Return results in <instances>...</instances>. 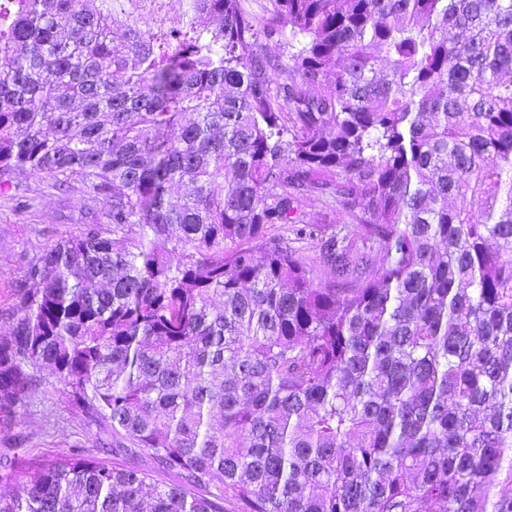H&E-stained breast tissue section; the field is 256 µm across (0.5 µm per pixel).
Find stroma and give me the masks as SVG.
<instances>
[{"mask_svg":"<svg viewBox=\"0 0 512 512\" xmlns=\"http://www.w3.org/2000/svg\"><path fill=\"white\" fill-rule=\"evenodd\" d=\"M86 218L80 192L60 193L43 179L20 176L15 198L0 196V336L6 312L19 304V286L28 262L61 237L76 232ZM100 430L69 400L61 384L48 379L17 418L0 421V453L26 450L43 460L78 449L105 463L152 468L144 456L115 455Z\"/></svg>","mask_w":512,"mask_h":512,"instance_id":"35a3bbf8","label":"stroma"}]
</instances>
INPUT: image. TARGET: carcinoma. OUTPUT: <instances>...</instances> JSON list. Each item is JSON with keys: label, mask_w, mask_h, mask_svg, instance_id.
I'll return each mask as SVG.
<instances>
[{"label": "carcinoma", "mask_w": 512, "mask_h": 512, "mask_svg": "<svg viewBox=\"0 0 512 512\" xmlns=\"http://www.w3.org/2000/svg\"><path fill=\"white\" fill-rule=\"evenodd\" d=\"M166 2L0 0V194L105 208L29 262L0 417L48 370L178 481L4 454L0 512H512V0ZM315 201L319 281L267 235ZM304 222L306 224H317L318 228L328 230L336 224L348 222L345 215L338 207L326 206L321 202L309 203L305 208Z\"/></svg>", "instance_id": "1"}]
</instances>
